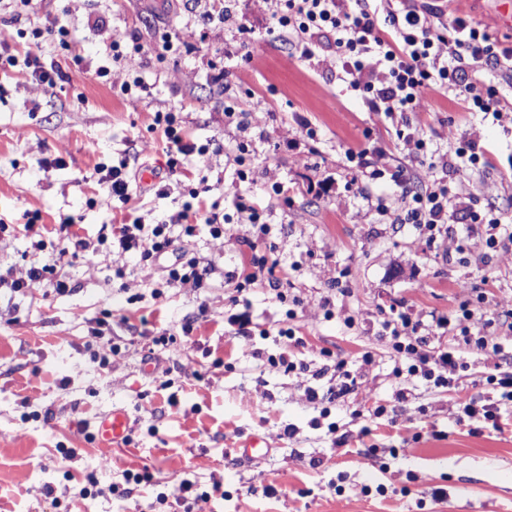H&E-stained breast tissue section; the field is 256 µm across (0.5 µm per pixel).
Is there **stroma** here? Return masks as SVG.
<instances>
[{
  "label": "stroma",
  "instance_id": "stroma-1",
  "mask_svg": "<svg viewBox=\"0 0 512 512\" xmlns=\"http://www.w3.org/2000/svg\"><path fill=\"white\" fill-rule=\"evenodd\" d=\"M423 2L512 46L499 0ZM230 6L254 33L247 63L236 23H204L196 0H33L18 19L0 10V41L21 54L25 31L60 19L71 32L67 42L41 47L66 76L55 88L0 71V222L19 225L35 213L50 226L70 215L79 234L94 238L130 213L145 224L167 221L188 201L191 179L172 180L160 196L141 188L126 204L100 206L96 198L100 162L124 158L133 169L163 170L164 144L152 123L156 111L173 108L197 143L212 146L203 198L218 212H234L224 189L235 177L233 150L247 142L256 174L242 189L261 200L269 227L254 250L200 233L190 250L218 272L199 290L154 297L157 274L134 254L63 262L70 286L63 294L46 283L0 290V512H512V408H501L497 430L456 421L459 395L498 400L486 382L494 358L470 350L461 378L437 386L396 372L384 328L398 311L479 334L481 315L464 317L463 307L481 292L491 301L512 298V251L460 252V225L433 239L425 227L381 215L400 207L399 188L385 177L361 194L345 152L372 144L401 162L391 121L270 35L272 20L255 0ZM117 32L142 53L113 62ZM165 33L172 47L162 51ZM108 64L140 78L149 95L126 101L96 75ZM228 80L251 112L247 130L224 122ZM428 101L413 121L430 149L445 154L452 129L473 132L489 157L472 175L475 192L512 202V122L461 111L444 91ZM301 118L317 140L302 137ZM276 181L284 185L279 196ZM44 240L38 250L24 232L1 236L0 266L26 277L57 243L52 234ZM269 251L288 274V302L267 282L239 293L226 280L251 253ZM462 281L468 290H459ZM244 311L260 335L241 337L230 324ZM283 353L306 372L276 365ZM337 363L357 383L330 402L329 377L314 372ZM309 387L320 401L307 400ZM118 407L133 429L106 459L91 435ZM253 436L271 451L250 464L236 447ZM145 469L152 483L127 485L126 472ZM90 475L97 485L85 496ZM185 480L210 499L175 503ZM216 484L222 494L212 493ZM438 488L444 499L434 498ZM161 491L169 495L163 504Z\"/></svg>",
  "mask_w": 512,
  "mask_h": 512
}]
</instances>
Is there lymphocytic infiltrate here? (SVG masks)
<instances>
[{"label": "lymphocytic infiltrate", "instance_id": "1", "mask_svg": "<svg viewBox=\"0 0 512 512\" xmlns=\"http://www.w3.org/2000/svg\"><path fill=\"white\" fill-rule=\"evenodd\" d=\"M259 6L273 21V30L298 53L301 61L335 69L348 92L354 94L369 111L384 115L396 124V136L409 156L422 167L411 174L399 167L388 171L386 154L378 148L347 150L354 183H373L391 175L402 188L406 224H423L434 229L447 223L453 214H461L466 236L480 237L491 250L512 245V213L493 207L478 211L471 206L465 191L470 174L487 160L472 134H459L450 146L449 158L439 160L427 151V143L410 115L428 109L427 95L436 90L453 94L467 112H484L502 118L507 107L499 88L487 76L512 70V48L501 45L484 29L466 20L419 11L411 0H260ZM23 66L36 83L54 87L63 79L60 68L43 60L40 53L28 51L17 58L8 43L0 42V67ZM482 69L483 79H468L471 70ZM154 128L164 138L168 176L183 175L189 157H197L199 183L209 180V149L197 144L182 127L174 111L154 115ZM443 164L452 172L448 182H433L430 171ZM190 202L164 224H144L140 220L111 225L109 233L89 240L74 232L73 217H62L55 232L59 257L78 259L89 254L114 251L139 252L143 262L157 266L153 289L162 296L165 289L206 287L210 266L197 258L177 256L185 243L196 237L199 226H206L211 238H225L226 215L208 209L199 201L197 190H190ZM394 340L396 362L408 363L411 372L444 385L454 382L464 370V347H473L489 356H500L502 348L493 334L470 336L468 329L457 328L450 320L436 319L423 325L408 319L385 324ZM438 330L449 337H462L463 347H450L432 355H422L418 347L423 339L419 329ZM486 379L499 392V403H480L475 395L459 400V422L483 420L497 424L500 404L512 405V371H494Z\"/></svg>", "mask_w": 512, "mask_h": 512}]
</instances>
